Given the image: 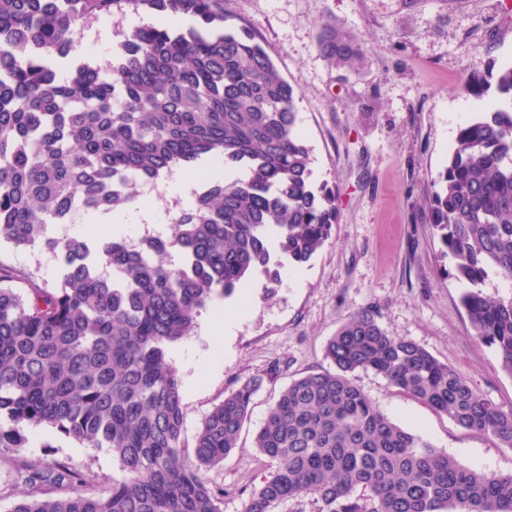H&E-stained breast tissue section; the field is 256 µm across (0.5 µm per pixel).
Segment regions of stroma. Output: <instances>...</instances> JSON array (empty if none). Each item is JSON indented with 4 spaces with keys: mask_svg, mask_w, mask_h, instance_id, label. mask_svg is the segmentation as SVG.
<instances>
[{
    "mask_svg": "<svg viewBox=\"0 0 512 512\" xmlns=\"http://www.w3.org/2000/svg\"><path fill=\"white\" fill-rule=\"evenodd\" d=\"M229 26L254 34L297 90L301 126L313 148L314 176L335 183L340 216L329 242L310 262L280 270L273 296L257 277L240 295L200 312L196 327L171 346L184 384V451L225 393L261 378L237 449L206 473L223 487V512H242L241 488L268 473L253 439L292 380L330 368L328 339L351 314L371 309L381 325L424 347L484 398L512 407V376L494 348L481 343L459 298L463 287L425 215L431 180L451 152L459 124L480 102L463 90L468 72L512 64V0H224ZM336 26L368 49L354 70L333 66L318 42ZM223 317L224 333L205 326ZM285 367L265 372L274 361ZM356 383L394 422L430 440L460 465L512 472V448L457 426L447 416L371 372ZM18 456L58 459L98 481L120 478L104 448H89L48 429L28 434Z\"/></svg>",
    "mask_w": 512,
    "mask_h": 512,
    "instance_id": "stroma-1",
    "label": "stroma"
}]
</instances>
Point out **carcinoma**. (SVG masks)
<instances>
[{
  "instance_id": "cac0c4a2",
  "label": "carcinoma",
  "mask_w": 512,
  "mask_h": 512,
  "mask_svg": "<svg viewBox=\"0 0 512 512\" xmlns=\"http://www.w3.org/2000/svg\"><path fill=\"white\" fill-rule=\"evenodd\" d=\"M153 11L191 18L175 33L122 34L103 73L73 65L76 29L104 15ZM353 70L367 49L338 28L318 44ZM492 100L458 128L426 203L447 275L476 338L512 376V65L470 72L465 91ZM299 94L246 28L224 25L223 0H0V246L52 254L58 284L0 263V454L50 427L107 448L124 476L51 460L18 462L26 492L9 512H223L204 471L238 447L262 378H247L204 418L185 457L183 384L170 346L201 310L256 276L271 296L283 261L302 265L330 239L336 189L313 177ZM206 161L237 168L208 181L171 218L172 235L98 243L56 238L74 211L116 213L140 181ZM332 370L291 381L256 432L270 471L243 512L310 496L318 512H512V472L460 465L388 418L356 384L372 371L459 427L512 448V408L485 399L417 343L391 336L378 313L350 315L327 341ZM65 487L66 497L52 495Z\"/></svg>"
}]
</instances>
